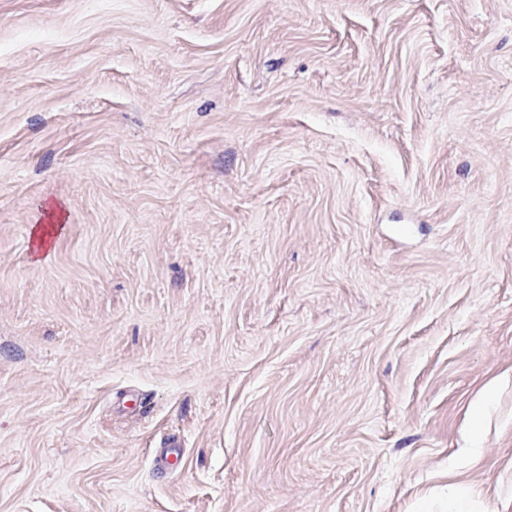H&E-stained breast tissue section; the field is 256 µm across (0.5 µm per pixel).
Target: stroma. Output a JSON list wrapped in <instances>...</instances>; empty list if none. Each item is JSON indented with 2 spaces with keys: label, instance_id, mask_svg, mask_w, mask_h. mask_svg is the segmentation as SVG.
<instances>
[{
  "label": "stroma",
  "instance_id": "stroma-1",
  "mask_svg": "<svg viewBox=\"0 0 512 512\" xmlns=\"http://www.w3.org/2000/svg\"><path fill=\"white\" fill-rule=\"evenodd\" d=\"M452 469L512 512V0H0V512Z\"/></svg>",
  "mask_w": 512,
  "mask_h": 512
}]
</instances>
